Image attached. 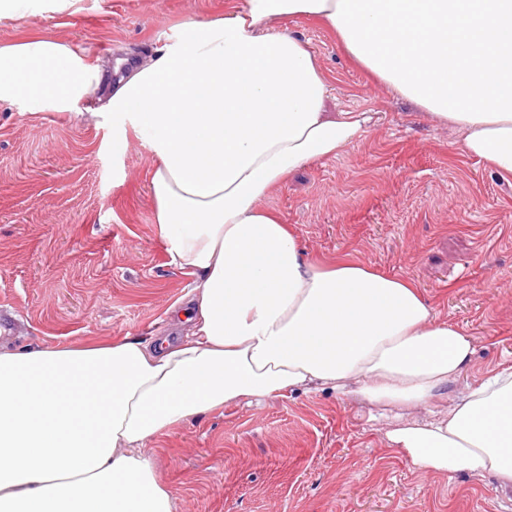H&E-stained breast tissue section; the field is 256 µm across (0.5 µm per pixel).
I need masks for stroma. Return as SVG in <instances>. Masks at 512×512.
<instances>
[{"instance_id":"obj_1","label":"stroma","mask_w":512,"mask_h":512,"mask_svg":"<svg viewBox=\"0 0 512 512\" xmlns=\"http://www.w3.org/2000/svg\"><path fill=\"white\" fill-rule=\"evenodd\" d=\"M225 0H80L76 13L26 15L0 40L48 35L95 66L119 45L162 43L179 24L222 15ZM306 41L330 81L329 114L361 112L360 136L289 174L265 207L292 226L307 260L354 258L412 282L474 354L453 390L512 366V177L468 156L460 134L354 64L306 17L278 24ZM102 100L68 112L0 102V346L30 349L125 336L176 339L170 317L189 279L169 266L154 222L153 160L135 135L112 143L91 121ZM443 397L402 419L330 390L238 404L145 444L173 512H512L495 478L416 469L391 449L398 423L441 418Z\"/></svg>"}]
</instances>
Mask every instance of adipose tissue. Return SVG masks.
I'll list each match as a JSON object with an SVG mask.
<instances>
[{
	"label": "adipose tissue",
	"instance_id": "adipose-tissue-1",
	"mask_svg": "<svg viewBox=\"0 0 512 512\" xmlns=\"http://www.w3.org/2000/svg\"><path fill=\"white\" fill-rule=\"evenodd\" d=\"M289 16L323 21L380 83L455 128L468 156L512 176V0H226L118 77L49 36L0 43V102L60 112L103 91L115 141L135 133L154 161V222L191 278L176 341L0 349V512H172L140 450L188 418L325 388L400 413L468 368L470 336L414 285L354 259L307 263L263 207L364 123L324 112L328 80L277 27ZM388 438L418 468L512 484V367Z\"/></svg>",
	"mask_w": 512,
	"mask_h": 512
}]
</instances>
